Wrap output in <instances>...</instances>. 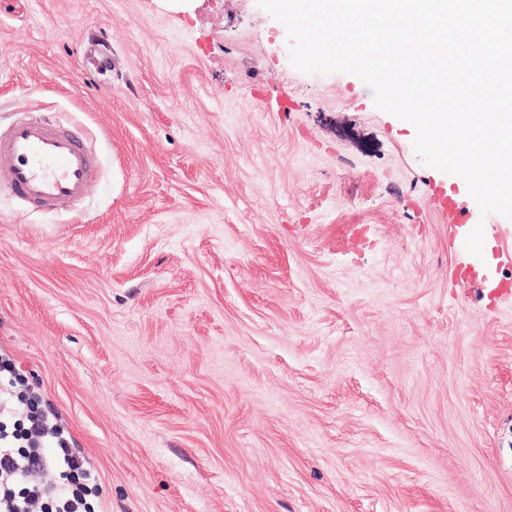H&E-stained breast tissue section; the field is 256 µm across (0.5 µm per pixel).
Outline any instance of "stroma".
Here are the masks:
<instances>
[{
  "label": "stroma",
  "mask_w": 512,
  "mask_h": 512,
  "mask_svg": "<svg viewBox=\"0 0 512 512\" xmlns=\"http://www.w3.org/2000/svg\"><path fill=\"white\" fill-rule=\"evenodd\" d=\"M287 96V112L254 95ZM88 132L74 213L0 195V378L97 512H512V296L453 280L463 178L257 0H0L5 103ZM434 200L448 212V230L450 241L456 243L461 239L464 244L469 233L478 225L468 217V211L457 199V196L447 195L446 190H434Z\"/></svg>",
  "instance_id": "1"
}]
</instances>
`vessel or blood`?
Segmentation results:
<instances>
[{"instance_id": "vessel-or-blood-1", "label": "vessel or blood", "mask_w": 512, "mask_h": 512, "mask_svg": "<svg viewBox=\"0 0 512 512\" xmlns=\"http://www.w3.org/2000/svg\"><path fill=\"white\" fill-rule=\"evenodd\" d=\"M98 178L97 161L86 146L83 129L59 123L42 109L0 133V191H7L29 207L66 212L81 202ZM434 200L448 212L451 241L466 239L475 224L457 197L435 190ZM483 265L463 261L452 270L454 279L479 288L512 287V282L492 278L485 270L512 262L492 231H485Z\"/></svg>"}]
</instances>
